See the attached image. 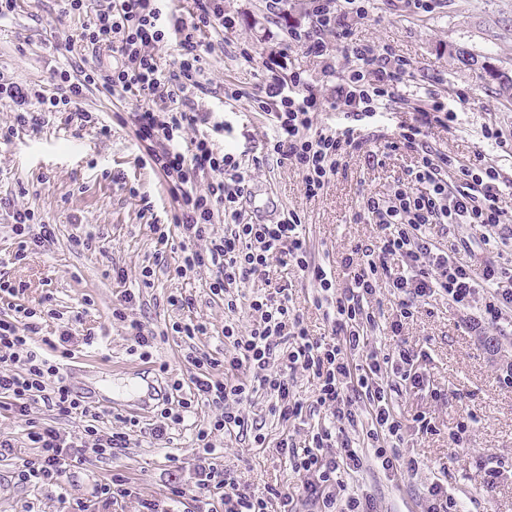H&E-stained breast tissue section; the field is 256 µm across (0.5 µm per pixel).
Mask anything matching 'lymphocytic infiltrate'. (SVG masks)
Masks as SVG:
<instances>
[{"label": "lymphocytic infiltrate", "instance_id": "lymphocytic-infiltrate-1", "mask_svg": "<svg viewBox=\"0 0 512 512\" xmlns=\"http://www.w3.org/2000/svg\"><path fill=\"white\" fill-rule=\"evenodd\" d=\"M368 2L309 0L307 24L287 30L286 50L320 63L331 96L316 92L305 70L281 77L274 60L265 61L266 77L253 90L229 93L231 99H247L273 118L278 134L267 142L266 152L298 171L310 198L345 172L349 157L367 142V117L394 104L406 105L408 119L385 141L380 154L407 152L415 162L393 193L365 197L354 211L353 223L375 225L377 234L343 257L348 281L341 288L326 264L311 259L296 212L267 222L246 218L251 172L242 156L217 146L214 137L223 132V123L212 122L210 113L200 111L190 95L200 85L203 55L212 48L203 35L221 37L237 26L235 17L225 13L224 0H194V9L186 13L173 0H64L63 15L87 18L76 37L90 50L91 64L53 68L49 89L35 93L15 82H0V105L17 109L13 124L0 127V139L40 126L39 115L27 110L33 101L41 113H70L107 139L111 125L79 107L78 97L90 89L116 99L136 96L140 107L131 123L145 146L141 164L166 183L174 204L172 222L182 238L184 258L178 275L212 270L209 290L223 298L231 313L238 308L239 288H258L249 304L254 316L249 327L242 330L232 322L224 326L223 363L195 348L187 355L194 369L189 381L172 379L170 387L180 395L185 384L193 389L178 402L164 400L152 427L155 439H164L169 428L181 424L195 402L213 406L215 415L197 433L190 483L170 486L165 500H140V512H167L166 501L177 502L189 494L196 512H378L374 497L355 489L351 478L371 466L416 475L419 461L402 451L405 435L411 430L423 436L435 429L427 413L402 418L392 404L393 391H425L435 401L447 398L443 390L431 387L420 366L425 353L404 348L390 355L371 346L368 332L378 325L374 304L381 281L391 279L400 297L398 314L389 325L395 336L417 309L438 296L447 297L475 331L512 318V257L500 253L512 247V225L501 205L503 182L497 166L485 151L462 160L429 143L430 131L449 128L455 113L435 89L406 97L403 88L412 75L411 62L390 44L356 38L354 26L367 15ZM171 42L179 57L166 72L156 51ZM327 111L341 113V127L316 126L318 114ZM206 125L211 133L193 138L188 151L178 149L187 130ZM208 173L212 181L206 189H197L198 177ZM0 207L9 209L13 220L16 259L57 243V226L37 220L34 211L13 207L8 199L0 201ZM217 223L223 224V235L214 233ZM462 224L480 231L486 258L461 261L431 233L436 227L447 235ZM275 261L298 269L313 283L312 303L329 324L331 340L313 337L290 307L287 288L273 285L269 268ZM121 300L122 307L113 309L112 316L133 336L141 359H151L157 341L172 336L192 340L207 331L191 322L155 331L126 314L131 294ZM36 315L35 307L18 305L11 318L0 317V399L23 417L32 405L44 404L54 421L30 423L27 439L35 457H22L12 440L4 438L0 460L15 461L19 485L38 489L60 485L90 458L125 455L141 427L138 419L114 412L108 415L111 429L99 428L106 415L75 390L64 365L51 356L58 344L72 343L70 330L35 341ZM219 365L224 368L220 378L213 373ZM298 371L316 383L312 403L293 393L291 375ZM259 394L269 399L268 414L285 424L317 412L325 415L311 426L304 444L289 435L277 444L278 453L304 478L301 496L277 487L263 496L252 494L219 461L213 434L249 435L255 445H264L259 421L247 410ZM72 420L83 423L78 433L64 428ZM134 494L128 479L115 474L95 482L89 497L70 502L67 512H112Z\"/></svg>", "mask_w": 512, "mask_h": 512}]
</instances>
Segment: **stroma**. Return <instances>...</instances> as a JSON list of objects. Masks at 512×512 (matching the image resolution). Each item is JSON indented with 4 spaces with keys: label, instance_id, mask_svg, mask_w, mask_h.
<instances>
[{
    "label": "stroma",
    "instance_id": "1",
    "mask_svg": "<svg viewBox=\"0 0 512 512\" xmlns=\"http://www.w3.org/2000/svg\"><path fill=\"white\" fill-rule=\"evenodd\" d=\"M308 6L309 0H288L287 20L274 22L267 18L262 0H224L225 10L236 17V31L229 43L215 44L205 55L201 86L192 96L200 109L223 122L224 133L216 139L220 148L261 158L250 182L257 203H273L279 214L297 212L313 258L330 263L342 286L347 281L342 256L375 234L374 225L351 223L353 212L364 196L391 192L415 161L405 152L391 154L379 164L368 159L369 152L382 146L405 120V113L393 105L369 118L371 138L364 149L354 152L346 173L332 179L323 194L309 199L298 172L280 165L263 149L276 134L269 116L255 111L248 100L225 98L228 87L251 89L262 82L261 57L284 43L289 22L306 23ZM63 7L62 0H17L15 11L0 19V75L21 85L44 87L51 68L80 61L84 51L71 41L80 23L62 17ZM357 34L363 40L390 44L411 61L410 90L431 86L447 95L456 119L449 130L431 135L434 147L465 160L483 145L482 125L502 129L507 147L494 149L492 155L502 178L512 181V99L489 90L479 67L462 65L455 56L463 49L512 72V0H434L429 12L408 7L405 0H372L367 16L357 23ZM244 41L256 49L259 61L247 63L239 58L237 45ZM459 89L468 91L467 103L457 101ZM79 104L112 122L111 139H98L90 128L53 114L39 130L27 128L12 141H0V198L57 225L59 238L50 250L15 261L11 220L0 210V279L23 288L18 303L34 306L43 299L49 309L67 318L80 312V322L72 326L79 350L67 362L75 390H88L95 406L136 416L145 424L153 416V407L143 406L138 398L111 400L99 391V384L118 389L133 383L143 386L158 376L163 364L171 375L185 373L188 347L178 340L160 341L152 359L141 360L133 353L134 342L122 323L112 317L120 292L135 294L127 313L150 326L186 319L206 325V335L196 338L195 344L220 360L225 321H234L242 329L251 322L247 298L252 290L243 288L244 298L231 314L225 312L223 299L209 290L211 271L177 276L183 256L178 234H170L168 243L162 244L150 229L152 223L170 222L171 199L165 184L140 166L138 159L145 148L133 127L113 121L115 115L135 111L136 99L111 100L93 91L85 93ZM133 187L138 190L134 196L129 193ZM147 203L152 211L146 215L142 208ZM75 235L90 237V248L71 247L69 240ZM116 266L124 268L125 281L114 279ZM146 267L152 271L147 285L141 277ZM270 278L287 286L290 306L313 336L330 335L331 328L313 306L312 286L302 273L275 263ZM180 292L193 295L192 310L169 304V296ZM379 298L381 328L371 331V345L392 350L404 343L424 350L426 373L434 386L447 391L448 401L436 405L421 392L394 396V407L403 418L423 411L434 417L433 434L410 433L404 441V452L419 458L424 468L417 477L401 478L370 467L353 478L354 487L373 495L380 512H420L426 485L444 475L449 492L459 498L465 512H512V385L503 380L507 366L512 365V323L478 335L463 326L459 311L447 298L439 297L408 319L401 335L392 336L384 327L396 317L398 296L385 285ZM212 413L208 405L196 406L184 423L169 429L165 442L145 432L138 434L125 455L110 461L90 460L59 488L16 485L13 462L0 461V512H25L29 507L34 512H61V496H87L94 482L116 473L130 477L145 495L165 494L169 484L186 480L197 428ZM462 421L471 428L465 443L457 447L448 433ZM287 430L301 442L309 427L289 429L270 417L263 427L264 446L221 434L214 442L225 469L249 491L261 494L277 485L297 494L303 478L276 450ZM491 466L501 471L492 486L485 476Z\"/></svg>",
    "mask_w": 512,
    "mask_h": 512
}]
</instances>
